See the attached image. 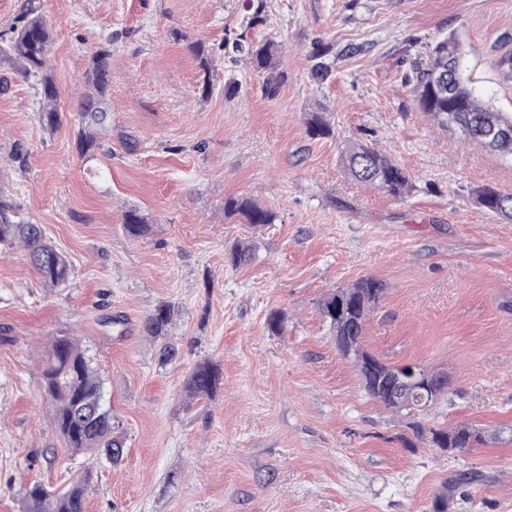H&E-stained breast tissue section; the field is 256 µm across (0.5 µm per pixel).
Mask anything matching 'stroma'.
Here are the masks:
<instances>
[{"mask_svg": "<svg viewBox=\"0 0 512 512\" xmlns=\"http://www.w3.org/2000/svg\"><path fill=\"white\" fill-rule=\"evenodd\" d=\"M43 5L66 118L44 130L34 80L0 61V196L43 225L72 275L44 287L22 248L0 246V512H23L34 482L65 491L87 462L40 394L58 336L90 356L125 440L122 462L98 466L87 486L86 512H433L443 498L448 512H512V221L477 199L485 186L512 195V157L467 144L411 92L415 63L453 30L475 95L512 112V81L496 67L512 0H265L254 36L278 51L271 97L249 62L207 73L187 49L236 32L249 0ZM107 39L112 131L89 158L71 116ZM320 50L324 82L313 75ZM315 114L331 136L309 135ZM354 143L409 172L411 190L394 197L350 180L343 155ZM232 196L274 222L225 217ZM131 210L145 236L127 234ZM239 241L254 258L234 268L226 252ZM364 277L384 287L364 348L446 371L451 398L423 422L476 425L485 443L410 449L406 418L366 393L320 312ZM163 303L175 313L161 341L142 323ZM274 311L277 335L265 324ZM115 314L120 336L105 323ZM166 342L180 356L163 366ZM205 361L220 384L189 397L186 380ZM463 470L476 481L452 489Z\"/></svg>", "mask_w": 512, "mask_h": 512, "instance_id": "1", "label": "stroma"}]
</instances>
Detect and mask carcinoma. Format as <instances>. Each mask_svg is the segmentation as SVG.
Masks as SVG:
<instances>
[{
	"label": "carcinoma",
	"instance_id": "cac0c4a2",
	"mask_svg": "<svg viewBox=\"0 0 512 512\" xmlns=\"http://www.w3.org/2000/svg\"><path fill=\"white\" fill-rule=\"evenodd\" d=\"M250 2L256 6L238 34L210 46L202 41L194 42L190 50L205 71L217 58L228 57L233 62L249 59L255 70L267 72L264 90L270 93L276 81L273 76L275 50L273 45L260 44L253 38L254 28L265 22V15L263 0ZM51 44V30L43 14L42 0H24L20 13L0 28V55L18 63L25 76L35 79L39 122L53 131L60 126L62 117L58 90L48 72ZM111 46L110 39L101 44L83 73L85 93L74 116L78 147L84 155L100 147L99 133L112 130L108 102L112 80ZM462 51V43L453 33L435 43L416 71L412 91L417 106L458 126L469 143L500 155H512V134L490 140L482 138L487 129L512 130V113L499 111L474 96L459 70ZM344 168L350 179L377 187L394 197L405 195L412 187L409 173L365 144H355L346 151ZM478 200L498 216L512 218V195L483 188L478 192ZM224 215L239 216L244 224H271L275 220L269 210L248 199L234 197L225 200ZM124 223L132 237H140L148 230L145 220L133 211L125 214ZM17 239L23 243L29 262L44 286L56 288L69 281L71 266L66 256L47 241L43 226L16 218L13 204L0 197V244L11 245ZM250 259L251 249L247 244L236 243L229 249L227 260L234 268ZM383 292L379 281L362 278L350 287L331 292L322 303V315L336 337L339 353L345 358L353 357L367 394L397 414L419 412L448 396V374L439 370L432 372L434 398L415 405L412 410H403L387 397L378 382L391 384L392 376L400 373L401 368L383 363L362 347L368 317ZM172 314L171 305L157 306L145 318L143 332L154 339L167 335ZM220 380V368L207 361L194 368L187 388L194 397L210 396ZM41 392L55 406V427L68 447L89 455L95 462L103 458L116 465L122 460L124 442L112 423V410L103 403L104 383L92 368V360L74 338L61 336L54 340L41 374ZM410 426L419 442L447 452H462L483 441L482 431L472 424L448 429L413 421ZM92 476L93 470L89 467L62 493L51 492L42 484L31 485L26 491L25 512H85V487Z\"/></svg>",
	"mask_w": 512,
	"mask_h": 512
}]
</instances>
